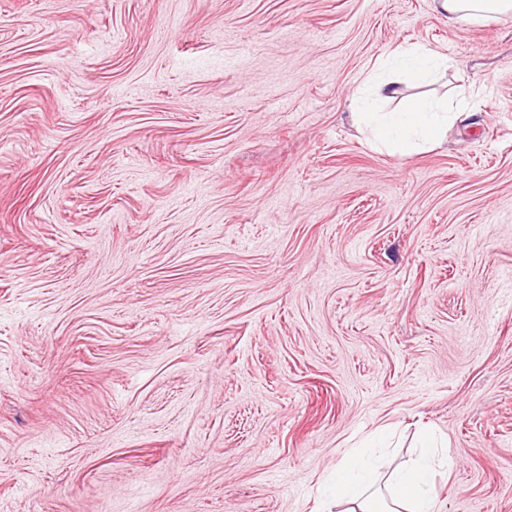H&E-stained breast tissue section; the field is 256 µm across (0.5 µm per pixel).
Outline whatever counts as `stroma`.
Returning a JSON list of instances; mask_svg holds the SVG:
<instances>
[{"label": "stroma", "instance_id": "1", "mask_svg": "<svg viewBox=\"0 0 512 512\" xmlns=\"http://www.w3.org/2000/svg\"><path fill=\"white\" fill-rule=\"evenodd\" d=\"M400 45L447 142L350 114ZM438 438L512 512V14L434 0H0V512H322ZM449 19L488 20L512 13L511 0H434ZM463 103L448 108L447 102L412 105L405 112H351L353 123L368 135L370 145L390 153H410L439 145L466 112Z\"/></svg>", "mask_w": 512, "mask_h": 512}]
</instances>
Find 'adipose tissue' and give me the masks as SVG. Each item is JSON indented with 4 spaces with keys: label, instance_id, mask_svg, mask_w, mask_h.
Listing matches in <instances>:
<instances>
[{
    "label": "adipose tissue",
    "instance_id": "1",
    "mask_svg": "<svg viewBox=\"0 0 512 512\" xmlns=\"http://www.w3.org/2000/svg\"><path fill=\"white\" fill-rule=\"evenodd\" d=\"M438 10L452 19L488 20L512 13V0H435ZM396 74L373 82L377 100L396 98L401 77L418 78L424 71L447 69V57L422 46L399 48L392 56ZM462 116L461 108L435 102L414 105L403 112H355L353 123L368 135L370 145L391 153H410L439 145L449 125ZM355 474L336 477V496L350 504V512H440L429 489L427 458L398 473L389 490H381L380 476L371 463L360 460Z\"/></svg>",
    "mask_w": 512,
    "mask_h": 512
}]
</instances>
